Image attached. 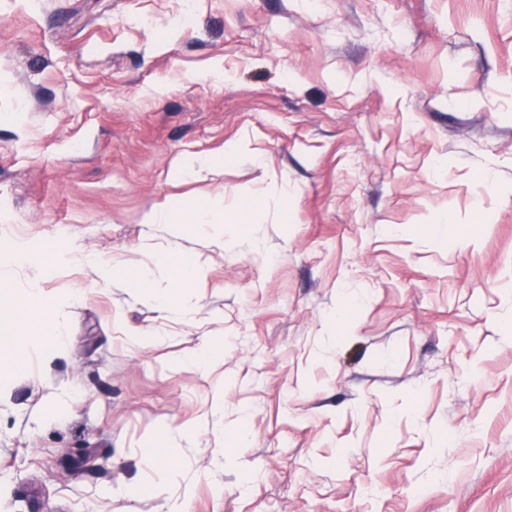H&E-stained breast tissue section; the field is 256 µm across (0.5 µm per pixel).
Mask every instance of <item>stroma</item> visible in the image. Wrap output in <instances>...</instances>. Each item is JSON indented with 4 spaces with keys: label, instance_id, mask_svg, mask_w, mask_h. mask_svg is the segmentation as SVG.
Instances as JSON below:
<instances>
[{
    "label": "stroma",
    "instance_id": "35a3bbf8",
    "mask_svg": "<svg viewBox=\"0 0 512 512\" xmlns=\"http://www.w3.org/2000/svg\"><path fill=\"white\" fill-rule=\"evenodd\" d=\"M1 264L0 512H512V0H0ZM26 295L30 307L37 316L40 333L45 335L46 355L50 356L65 343L66 333L56 317L62 305L55 297L46 294L36 282H31Z\"/></svg>",
    "mask_w": 512,
    "mask_h": 512
}]
</instances>
